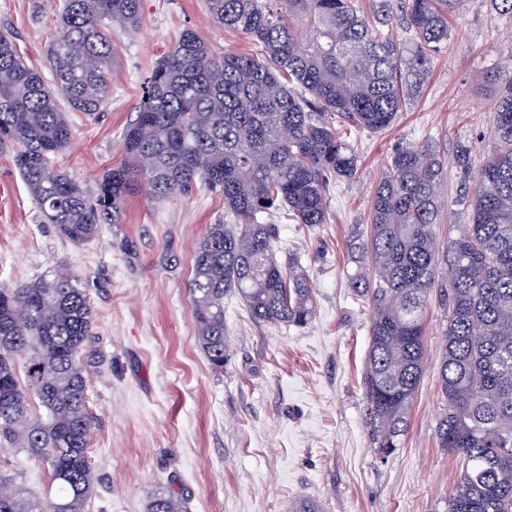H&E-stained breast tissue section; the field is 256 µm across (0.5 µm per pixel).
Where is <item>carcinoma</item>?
I'll list each match as a JSON object with an SVG mask.
<instances>
[{
    "instance_id": "1",
    "label": "carcinoma",
    "mask_w": 512,
    "mask_h": 512,
    "mask_svg": "<svg viewBox=\"0 0 512 512\" xmlns=\"http://www.w3.org/2000/svg\"><path fill=\"white\" fill-rule=\"evenodd\" d=\"M466 2L377 0L374 26L354 0H205L213 21L257 51L216 57L195 30H184L126 128L128 161L107 169L90 193L51 158L70 142L68 113L107 105L112 25L136 27L140 0H65L47 49L54 85L18 53L11 32H0V147L12 148L44 223L76 244L98 237L103 224L123 223L127 196L144 182L155 199L198 182L221 192L234 223L210 225L197 243L190 292L199 339L222 369L228 291L259 322L303 326L314 315L307 271L278 262V227L261 215L283 210L300 224L326 223L331 183L357 170L345 130L378 133L406 111ZM399 13L411 32L407 45L383 29ZM303 25L313 38L300 36ZM70 43L82 53L69 52ZM497 78L504 86L491 122L498 149L460 199L469 223L440 244L443 163L429 144L403 145L376 186L369 235L357 236L368 270L349 277L353 294L373 309L365 421L383 461L408 428L425 369L428 296L448 265L437 438L460 471L447 512H512V66ZM94 325L86 289L67 263L0 288V443L41 461L54 486L44 501L1 479L0 512H83L92 497L82 354ZM147 512L186 506L161 490Z\"/></svg>"
}]
</instances>
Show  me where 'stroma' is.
<instances>
[{
	"label": "stroma",
	"mask_w": 512,
	"mask_h": 512,
	"mask_svg": "<svg viewBox=\"0 0 512 512\" xmlns=\"http://www.w3.org/2000/svg\"><path fill=\"white\" fill-rule=\"evenodd\" d=\"M62 0H0V28L16 36L29 64L53 74L46 48ZM215 55L246 52L250 40L207 16L204 0H141L136 29H112L109 102L95 115L70 113L73 136L52 159L87 189L124 163L123 135L143 88L184 29ZM512 54V17L492 0H468L447 44L432 57L421 94L389 129L352 132L357 172L332 187L326 223L309 226L272 215L279 261L310 275L315 315L302 327L252 319L237 293L224 297L228 359L210 364L198 337L190 295L194 250L209 225L227 223L224 197L199 185L155 200L128 198L122 223L103 225L77 245L43 223L0 149V288H12L68 263L82 278L96 313L84 349L89 406L88 450L98 480L85 512H146L169 489L188 512H293L295 498H316L322 512H446L457 459L439 448L444 409L439 366L448 324L431 293L425 325V372L409 411L402 446L376 459L365 426L362 378L372 308L354 297L351 245L369 222L383 163L396 146L429 144L443 170L439 241L456 237L469 215L458 202L464 173L457 148L476 158L494 152L492 113L500 93L492 74ZM0 473L26 493L48 490L46 466L0 444Z\"/></svg>",
	"instance_id": "1"
}]
</instances>
